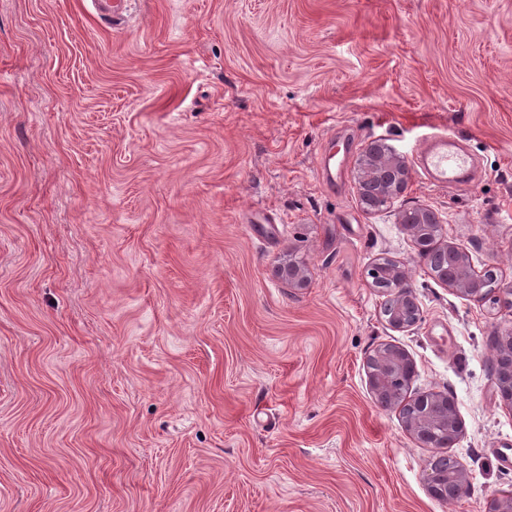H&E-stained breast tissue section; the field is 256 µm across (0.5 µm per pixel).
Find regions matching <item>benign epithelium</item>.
I'll list each match as a JSON object with an SVG mask.
<instances>
[{
  "instance_id": "1",
  "label": "benign epithelium",
  "mask_w": 512,
  "mask_h": 512,
  "mask_svg": "<svg viewBox=\"0 0 512 512\" xmlns=\"http://www.w3.org/2000/svg\"><path fill=\"white\" fill-rule=\"evenodd\" d=\"M365 155L375 161L374 172H359L357 185L360 203L371 213L373 209L365 205L369 195L378 193L386 206L405 192L411 174L402 161L386 154L379 145H369ZM416 219L418 223H412L407 210L399 217V223L414 243L417 256L433 264L437 280L458 297L477 304L485 302L488 295L484 274L476 268L469 252L445 240L444 227L433 210L418 208ZM278 274L293 288L307 285L305 267L299 262L290 260L279 266ZM369 276L374 281L384 277L392 283L384 305V315L392 328L405 330L421 321L422 311L403 265L390 260L378 262L370 268ZM492 344L495 382L503 398L512 405V329L494 331ZM372 358L377 360V369L369 372V383L379 407L398 408L405 428L422 447L436 450L453 447L463 435V423L453 399L438 392L409 394L415 365L406 351L386 347L377 350ZM426 481L436 498L457 500L467 492L468 471L460 461L449 476L431 467L427 470ZM486 512H512V493L493 496Z\"/></svg>"
}]
</instances>
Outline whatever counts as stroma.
I'll use <instances>...</instances> for the list:
<instances>
[{
  "mask_svg": "<svg viewBox=\"0 0 512 512\" xmlns=\"http://www.w3.org/2000/svg\"><path fill=\"white\" fill-rule=\"evenodd\" d=\"M454 135L367 213L356 173ZM330 156L332 185L317 162ZM432 209L512 282V0H0V512H485L512 492L492 373L512 311L438 283L398 222ZM302 261L308 285L274 271ZM404 265L401 331L368 269ZM386 346L453 397L467 494L377 405ZM470 157L465 152L448 145V136L435 140L421 156L420 167L428 180L445 186L458 184L468 172ZM368 274L375 288L377 277H385L392 283L388 300L384 305V315L387 316L386 319L392 328L405 330L416 326L421 321L422 311L403 265L384 260L375 263ZM390 310H393L391 315H389ZM457 465L453 474L441 473L433 465L427 470L426 481L430 492L443 501L457 500L463 497L468 489V471L465 465L455 459Z\"/></svg>",
  "mask_w": 512,
  "mask_h": 512,
  "instance_id": "stroma-1",
  "label": "stroma"
}]
</instances>
